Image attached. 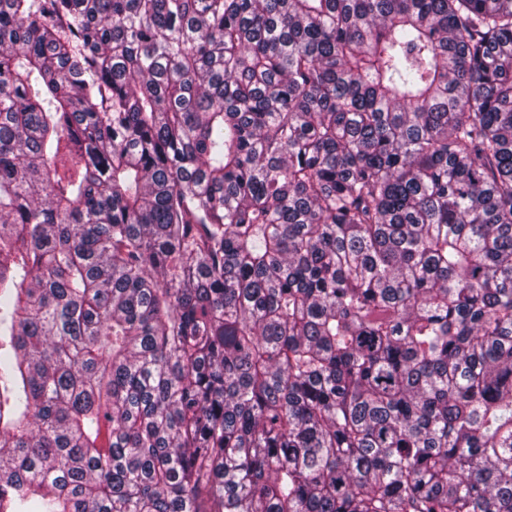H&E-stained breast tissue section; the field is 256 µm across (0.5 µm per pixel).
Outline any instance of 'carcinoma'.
I'll use <instances>...</instances> for the list:
<instances>
[{"mask_svg": "<svg viewBox=\"0 0 512 512\" xmlns=\"http://www.w3.org/2000/svg\"><path fill=\"white\" fill-rule=\"evenodd\" d=\"M0 512H512V0H0Z\"/></svg>", "mask_w": 512, "mask_h": 512, "instance_id": "1", "label": "carcinoma"}]
</instances>
